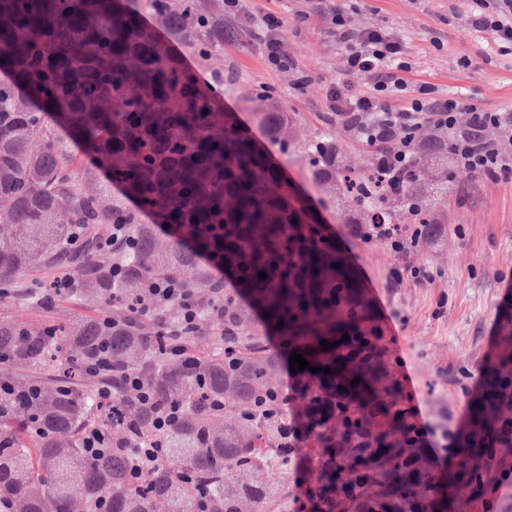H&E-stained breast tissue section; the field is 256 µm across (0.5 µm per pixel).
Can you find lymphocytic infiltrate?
I'll use <instances>...</instances> for the list:
<instances>
[{
    "label": "lymphocytic infiltrate",
    "mask_w": 512,
    "mask_h": 512,
    "mask_svg": "<svg viewBox=\"0 0 512 512\" xmlns=\"http://www.w3.org/2000/svg\"><path fill=\"white\" fill-rule=\"evenodd\" d=\"M337 40L346 49V67L372 77L368 91L356 92L348 85L330 87L327 111L343 117L354 135L378 153V170L385 191H395L408 175L415 156L414 132L426 121L448 134V147L457 168L497 180L512 179V110L488 111L470 107V123L459 128L456 114L459 99H435L430 85L411 87L404 75L412 64L404 45L382 27L355 31L348 27L343 12L332 17ZM469 21L476 30L492 29L501 51L512 52V0H470ZM281 16L265 13L254 19L252 38L262 45L267 64L289 68L291 60L278 36ZM407 95L403 107L389 104L391 95ZM360 240L380 239L399 255L418 244L422 230L416 224H358ZM177 306L180 324L189 330L201 316V303L174 279L153 282L141 299L142 310L162 305Z\"/></svg>",
    "instance_id": "lymphocytic-infiltrate-1"
}]
</instances>
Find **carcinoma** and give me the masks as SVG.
Returning <instances> with one entry per match:
<instances>
[{
    "label": "carcinoma",
    "instance_id": "cac0c4a2",
    "mask_svg": "<svg viewBox=\"0 0 512 512\" xmlns=\"http://www.w3.org/2000/svg\"><path fill=\"white\" fill-rule=\"evenodd\" d=\"M146 14L160 28L144 24ZM177 39L208 58L224 43V7L0 0V73L8 76L0 80V300L27 296L17 290L23 272L72 256L75 229L86 232L82 248L94 246V224L131 225L136 247L72 267L67 295L83 305L140 295L166 277L210 293L197 326L176 337L180 359L164 335L177 320L173 305L139 315L125 306L69 323L22 325L0 315V363L16 375L3 381L0 397V512L283 507L288 489L264 478L268 462L288 464V406L274 379L280 356L262 344L269 329L288 353L321 367L296 373L294 400L317 458H329L310 484L311 512H437L447 477L424 459L417 472L406 468L409 426L380 400L396 381L378 368V328L351 271L331 244L312 239L306 201L172 49ZM255 114L270 141L286 148L290 113L266 95ZM308 152L319 191L352 201L349 223L387 224L413 203L415 223H439L432 200L448 188V135L417 142L403 191L382 198L374 196V174L344 167L333 138ZM80 155L94 166H74ZM100 170L110 183L98 179ZM113 183L124 198L112 196ZM143 213L155 223H143ZM158 224L171 228L165 243ZM202 258L231 268L229 285L212 281ZM114 260L126 269L118 285ZM187 269L191 281L181 278ZM215 317L224 335L202 355L196 341ZM323 340L332 347L323 349ZM128 373L152 400L123 385ZM103 388L112 391L107 404ZM173 404L178 420L158 429ZM511 410L507 350L488 368L468 444L493 435L497 447L512 448L500 420ZM94 428L105 442L91 458L84 436ZM344 432L368 437L370 446L339 454ZM151 446L162 458L137 470L133 449Z\"/></svg>",
    "mask_w": 512,
    "mask_h": 512
}]
</instances>
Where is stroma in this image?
<instances>
[{"instance_id":"1","label":"stroma","mask_w":512,"mask_h":512,"mask_svg":"<svg viewBox=\"0 0 512 512\" xmlns=\"http://www.w3.org/2000/svg\"><path fill=\"white\" fill-rule=\"evenodd\" d=\"M468 0H324L319 12L308 13V0H246L245 13L224 20V45L205 60L185 52L186 64L199 79L221 86L218 98L236 112L262 144L270 163L299 195L306 198L321 223L336 234V249L347 260L382 330L384 361L393 376L408 375L397 397L413 401L436 438L427 448L434 465L447 473L453 492L447 512H512V485L487 484L476 491L458 480V457L442 448L443 435L464 444L473 409L483 393V373L502 344V327L512 314V181H496L456 167L448 169L447 194L436 197L433 209L443 231L431 240L396 255L379 239L365 243L348 222L346 204L321 205V195L307 175L306 147L322 136H333L345 164L367 173L375 162L371 148L358 141L335 116L329 115L326 94L336 83L367 90L372 81L347 71L345 52L331 32L333 9L344 11L353 28L385 27L404 42L413 60L410 81L430 83L438 98L453 96L465 103L458 126L470 118L469 106L486 110L512 109V53H504L492 31L477 32L468 24ZM282 14L279 35L295 62L290 70L268 66L255 40L248 37L249 15ZM312 80L297 87L299 71ZM274 94L290 113L294 147L281 152L269 143L255 120L250 95ZM436 272L433 284L421 286L406 278L388 287L390 270L398 265ZM27 324L51 317L74 318L84 309L75 300L14 303L0 310ZM312 446L295 453L288 469L272 465L265 477L288 489V512L314 474Z\"/></svg>"}]
</instances>
